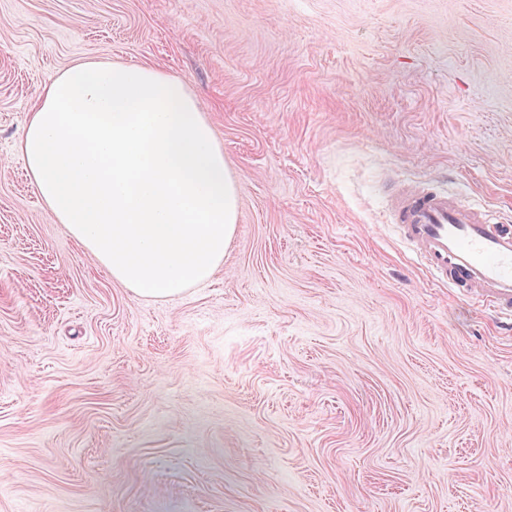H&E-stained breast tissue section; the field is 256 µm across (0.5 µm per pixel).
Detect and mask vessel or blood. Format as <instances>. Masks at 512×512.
Segmentation results:
<instances>
[{"instance_id":"b4317fda","label":"vessel or blood","mask_w":512,"mask_h":512,"mask_svg":"<svg viewBox=\"0 0 512 512\" xmlns=\"http://www.w3.org/2000/svg\"><path fill=\"white\" fill-rule=\"evenodd\" d=\"M391 223L435 280L512 320V226L495 210L423 184L397 194Z\"/></svg>"}]
</instances>
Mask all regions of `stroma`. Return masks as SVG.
I'll list each match as a JSON object with an SVG mask.
<instances>
[{
	"mask_svg": "<svg viewBox=\"0 0 512 512\" xmlns=\"http://www.w3.org/2000/svg\"><path fill=\"white\" fill-rule=\"evenodd\" d=\"M148 65L238 182L207 283L136 297L16 149L52 77ZM512 225V0H0V512H512V331L388 221Z\"/></svg>",
	"mask_w": 512,
	"mask_h": 512,
	"instance_id": "35a3bbf8",
	"label": "stroma"
}]
</instances>
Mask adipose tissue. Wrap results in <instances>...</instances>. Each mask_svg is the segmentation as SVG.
I'll return each instance as SVG.
<instances>
[{"instance_id":"ef3b65f1","label":"adipose tissue","mask_w":512,"mask_h":512,"mask_svg":"<svg viewBox=\"0 0 512 512\" xmlns=\"http://www.w3.org/2000/svg\"><path fill=\"white\" fill-rule=\"evenodd\" d=\"M18 154L54 221L140 298L179 295L223 263L237 187L200 102L162 71L71 65Z\"/></svg>"}]
</instances>
